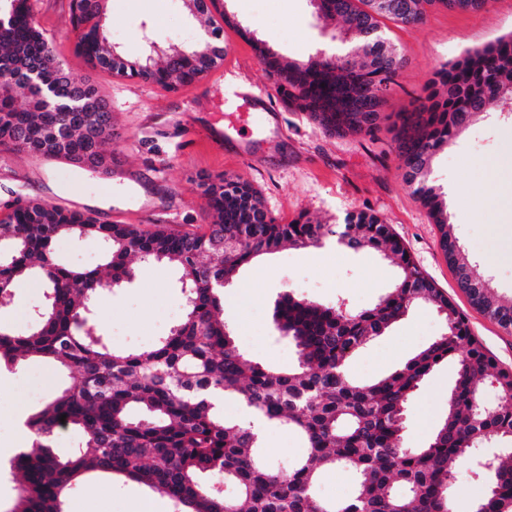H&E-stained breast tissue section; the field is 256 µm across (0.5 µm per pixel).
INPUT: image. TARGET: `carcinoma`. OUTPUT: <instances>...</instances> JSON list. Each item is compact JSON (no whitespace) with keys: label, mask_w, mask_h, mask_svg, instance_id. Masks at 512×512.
<instances>
[{"label":"carcinoma","mask_w":512,"mask_h":512,"mask_svg":"<svg viewBox=\"0 0 512 512\" xmlns=\"http://www.w3.org/2000/svg\"><path fill=\"white\" fill-rule=\"evenodd\" d=\"M102 0H70L78 48L94 65L166 87L200 80L224 57L216 31L203 47H171L163 66L124 58L102 20ZM321 0L318 19L343 23V56L319 54L284 62L266 43L260 59L288 106L305 112L326 136L351 132L375 137L380 108L406 59L383 35L380 19L406 27L425 24L428 9L454 10L456 0ZM0 145L46 156L96 160L112 139V110L89 83L72 81L34 21L33 0H0ZM512 112V36L437 69L415 112L400 118L395 140L405 180L441 231L450 265L469 272L457 279L472 304L512 330V297L480 288L479 272L448 231V205L428 175L433 156L491 104ZM209 224L191 232L96 218L47 202L24 199L0 217V297L37 280L45 304L33 326L15 333L0 325V363L36 356L78 374L31 415L38 440L11 467L21 474L9 512H66L67 495L86 475H122L167 498L175 512H453L450 487L479 441L503 454L473 512H512V370L497 367L472 336L466 317L414 263L392 227L368 211L345 224L302 216L278 224L259 194L231 177L205 190ZM66 236L104 243V269L60 264L54 246ZM333 239L353 250L375 249L399 270L394 287L371 308L328 307L284 293L274 322L298 354L282 372L240 352L224 324L223 289L239 268L282 244L314 247ZM176 264L186 300L182 320L148 347L118 350L95 327L93 309L104 290L132 280L130 262ZM431 304L446 331L403 368L369 383L350 380L345 362L382 335L415 303ZM454 358L458 377L447 414L429 444L407 448L403 428L423 381ZM493 377L502 403L478 411L482 380ZM236 399L255 417L298 433L306 452L286 470L263 460L251 421L224 416L216 397ZM65 421H60L61 415ZM72 427L81 442L66 457L50 439ZM327 468L351 473L354 495L326 502L316 493ZM218 472L233 484L231 499L203 482Z\"/></svg>","instance_id":"obj_1"}]
</instances>
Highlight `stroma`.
Segmentation results:
<instances>
[{
  "mask_svg": "<svg viewBox=\"0 0 512 512\" xmlns=\"http://www.w3.org/2000/svg\"><path fill=\"white\" fill-rule=\"evenodd\" d=\"M102 12L113 44L129 59L139 57L149 40L161 47L196 45L206 25L192 16L186 0H103ZM227 15L233 26L224 24ZM69 17V0H35V22L68 75L94 84L112 106L115 134L103 147L111 165L92 172L64 157L0 146V215L22 197L91 212L106 224H160L194 231L209 222L203 179L221 173L249 183L267 211L284 223L304 213L334 224L369 210L391 225L421 271L467 315L473 335L499 366L512 369V330L472 306L458 288L456 271L439 244V228L404 180L391 132L398 115L413 111L425 96L437 68L512 34V0H492L487 9L468 13L434 9L417 28L382 20V29L403 52L406 64L396 90L381 107L380 130L373 139L350 132L323 135L306 113L289 109L275 95L274 81L255 51L257 39L298 63L321 50L335 51L338 43L317 20L311 0H223L222 13L212 14L210 21L223 30V61L200 82L174 91L93 67L76 48ZM233 91L269 93V107L278 119L273 132L254 126L255 144L246 156L232 143L214 146L206 134L224 110L225 95ZM496 111L489 106L434 156L429 179L448 201L452 236L496 293L508 297L512 257L505 251L512 248V157L502 150L505 141H512V117L497 118ZM55 254L74 267L94 268L104 262V246L95 239L62 238ZM132 267V281L105 293L95 313L97 329L116 349L152 345L185 311L175 267L137 261ZM396 278V269L374 251L352 252L332 242L316 248L284 246L241 268L225 287L224 320L235 336L246 337L242 352L285 370L295 365L297 354L272 323L280 295L290 292L360 311L372 307ZM44 302L38 281L20 284L11 304L0 308V324L27 331ZM443 329L432 307H413L352 357L347 373L360 382L391 373ZM47 368L37 357L0 368V507L6 510L19 479L10 461L21 445L20 424L40 408L26 398L29 378ZM455 380L456 363L448 360L423 382L404 428L407 447L429 442L446 414ZM261 441L268 463L275 467L289 466L303 453L299 436L276 424H264ZM67 510L174 512L167 498L123 477H98L74 487Z\"/></svg>",
  "mask_w": 512,
  "mask_h": 512,
  "instance_id": "35a3bbf8",
  "label": "stroma"
}]
</instances>
